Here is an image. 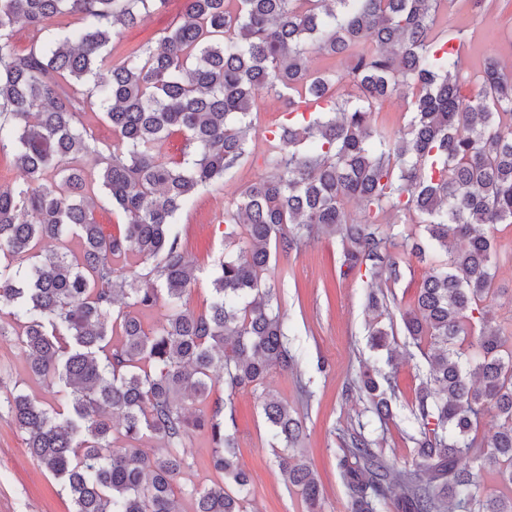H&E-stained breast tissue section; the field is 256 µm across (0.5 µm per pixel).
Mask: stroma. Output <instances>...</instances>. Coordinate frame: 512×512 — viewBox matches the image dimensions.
Listing matches in <instances>:
<instances>
[{
    "label": "stroma",
    "mask_w": 512,
    "mask_h": 512,
    "mask_svg": "<svg viewBox=\"0 0 512 512\" xmlns=\"http://www.w3.org/2000/svg\"><path fill=\"white\" fill-rule=\"evenodd\" d=\"M181 9L182 0H170L166 9L152 12L140 27L123 31L112 42L115 53L145 42L158 45ZM442 23L467 33L469 43L461 52L463 94H471L481 83L485 56H496L504 63L506 75H512V4L487 8L475 0H448ZM265 173L260 161L247 162L234 180L219 190H201L194 206L180 214L178 227L185 252L198 276L188 296L190 309L205 310L212 300L211 273L224 254L225 203ZM487 233L502 256L495 285L505 292L504 298L491 303L490 314L498 322L512 320V304L506 299L512 292V229L497 225ZM394 254L402 276L389 285L386 294L388 310L397 316L413 307L429 267L402 249H395ZM341 263L339 239L326 236L273 262L269 278L280 309L288 317L298 371L292 374L276 368L256 388L232 393L221 384L211 393L212 398L225 400V411L234 418L230 432L237 443L239 464L251 481L247 512H308L298 489L277 466L272 433L262 410L270 395L287 403L304 422L299 450L320 483L323 512H350L339 460L353 429H364L387 465L402 469L415 462L408 419L416 392L426 378L423 351L401 332L392 343L398 364H391L386 352L371 348L366 312L370 280L359 273L342 275ZM366 365L392 382L387 395L393 414L383 422L369 412L364 396L349 389ZM13 389L55 406L66 402L64 394H49L32 376L18 338L11 334L0 336V393ZM184 451L193 469L177 481L181 488L178 506L181 512H194L189 488H209L223 478L211 465L212 445L206 432L193 431L184 442ZM70 508L59 481L29 454L11 414L1 407L0 512H69Z\"/></svg>",
    "instance_id": "1"
}]
</instances>
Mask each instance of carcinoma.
Instances as JSON below:
<instances>
[{"instance_id": "cac0c4a2", "label": "carcinoma", "mask_w": 512, "mask_h": 512, "mask_svg": "<svg viewBox=\"0 0 512 512\" xmlns=\"http://www.w3.org/2000/svg\"><path fill=\"white\" fill-rule=\"evenodd\" d=\"M167 3L0 0V152L23 173L0 185V310L21 329L31 373L68 395L63 410L16 390L0 399L32 456L61 479L70 512H180L174 482L193 468L181 448L205 429L213 468L235 490L191 488L194 512H244L249 479L224 403L196 416L189 405L218 379L247 389L273 367L294 370L288 320L265 275L278 255L337 234L345 273L363 270L380 285L401 278L395 248L433 264L401 315L405 335L429 346L412 409L420 462L390 469L364 431L351 434L340 460L351 512H378L395 486L401 512H512V327L487 310L500 289L483 229L512 224V77L488 57L477 90L461 94L467 35L440 28L448 0H183L158 48L112 56L121 29ZM19 23L33 33L25 53L12 41ZM312 53L345 58L350 70H314ZM345 78L356 93L341 97ZM260 90L302 120L270 132L260 155L268 175L224 205V243L242 245L218 263L212 301L195 312L196 268L176 219L253 155ZM392 96L410 119L379 130L372 111ZM88 111L112 125L106 156L83 122ZM174 131L185 139L179 162L165 150ZM347 200L363 206L364 223ZM107 206L124 217L108 236L95 217ZM388 212L416 219L396 231L380 221ZM130 256L151 265L118 263ZM162 298L168 318L150 333L138 312ZM369 310L371 347L390 349L393 324L379 321L376 293ZM354 388L378 418L389 415L378 370L365 368ZM489 410L499 425L486 443L477 428ZM263 411L281 472L320 512L313 471L288 453L301 421L270 395ZM148 434L164 455L138 448ZM463 457L495 467L505 491L481 494Z\"/></svg>"}]
</instances>
